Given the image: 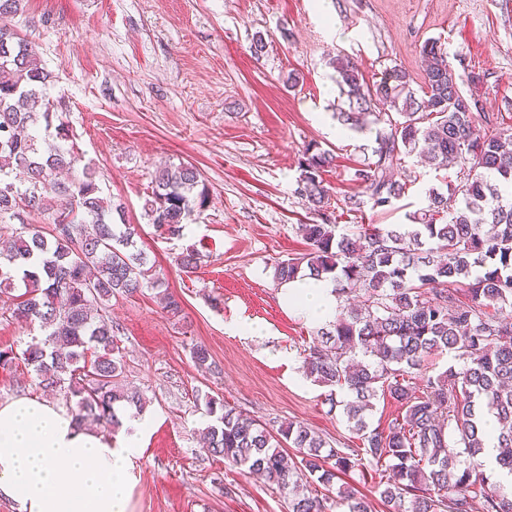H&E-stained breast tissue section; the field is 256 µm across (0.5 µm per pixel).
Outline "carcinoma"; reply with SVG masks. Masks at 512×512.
I'll use <instances>...</instances> for the list:
<instances>
[{"label":"carcinoma","instance_id":"obj_1","mask_svg":"<svg viewBox=\"0 0 512 512\" xmlns=\"http://www.w3.org/2000/svg\"><path fill=\"white\" fill-rule=\"evenodd\" d=\"M421 94L410 74L387 69L376 81L345 55L334 61L336 83L348 101L337 118L376 129L371 157L354 168L360 195L343 197L358 211L390 206L406 184L394 168L413 153L437 169H456L460 186L431 187L426 206L410 223L379 227L301 224L307 251L273 265L281 285L307 276L336 282L330 329L302 354L306 378L329 389L331 407L343 415L361 444L337 448L304 425L272 429L212 397L206 401L202 449L224 464L259 473L285 495L288 512H371L358 491L333 488L338 475L369 467L388 474L380 498L393 512H512V498L480 471L484 413L496 419L498 446L512 448V125L474 113L442 43L421 46ZM52 73L36 48L18 32L0 28V224H13L10 245L0 252V315L39 324L44 338L16 353L0 350V366L21 360L45 392L65 398L77 421L86 418L114 432L126 406L142 411L139 394L118 384L126 362L108 302L143 288L158 291L166 313H181L147 255L138 247V227L116 224L122 205L103 195L99 176L81 154L62 100L48 94ZM44 122L45 135L27 133ZM336 156L307 145L299 163L298 194L309 210L325 213L332 193L323 173ZM146 201L155 231L182 236L194 208L208 203L209 186L191 164L158 168ZM201 254L187 248L177 265L194 269ZM444 352L461 361L428 374L430 360ZM200 371L212 369L206 346H193ZM424 374L422 389L412 379ZM402 410L388 424L369 415L379 395ZM297 450L291 457L286 448ZM464 450L466 461L448 455ZM325 493L309 491L311 481Z\"/></svg>","mask_w":512,"mask_h":512}]
</instances>
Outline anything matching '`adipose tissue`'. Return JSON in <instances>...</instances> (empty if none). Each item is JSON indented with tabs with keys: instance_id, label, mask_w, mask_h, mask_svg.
<instances>
[{
	"instance_id": "obj_1",
	"label": "adipose tissue",
	"mask_w": 512,
	"mask_h": 512,
	"mask_svg": "<svg viewBox=\"0 0 512 512\" xmlns=\"http://www.w3.org/2000/svg\"><path fill=\"white\" fill-rule=\"evenodd\" d=\"M334 283L307 278L284 284L289 308L319 322L336 313ZM117 439L80 425L47 398L19 396L0 403V496L20 512H128L133 459L149 428L128 419Z\"/></svg>"
}]
</instances>
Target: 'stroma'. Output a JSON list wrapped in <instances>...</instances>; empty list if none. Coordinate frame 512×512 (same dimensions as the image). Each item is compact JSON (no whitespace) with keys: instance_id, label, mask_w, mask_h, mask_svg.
Wrapping results in <instances>:
<instances>
[{"instance_id":"obj_1","label":"stroma","mask_w":512,"mask_h":512,"mask_svg":"<svg viewBox=\"0 0 512 512\" xmlns=\"http://www.w3.org/2000/svg\"><path fill=\"white\" fill-rule=\"evenodd\" d=\"M8 23L37 46L83 163L138 225L139 247L182 302L176 317L147 288L110 302L122 383L145 398L150 421L129 512H288L268 483L201 449L206 397L358 446L325 388L299 370L317 327L281 303L273 265L305 252L298 225L403 224L429 188L456 179L412 155L395 171L407 190L392 207L310 213L296 191L304 147L333 150L323 179L340 197L356 193L350 173L375 138L334 117L344 102L330 60L347 54L369 78L399 64L417 89L419 50L440 39L464 96L512 125V0H27ZM256 38L266 44L259 56ZM181 163L203 174L210 201L181 237L165 239L145 213L151 173ZM189 246L204 259L186 272L175 259ZM243 321L259 333L232 331ZM195 343L217 373L195 368Z\"/></svg>"}]
</instances>
